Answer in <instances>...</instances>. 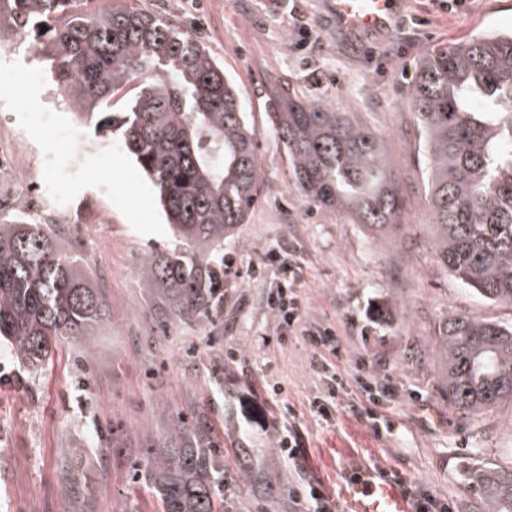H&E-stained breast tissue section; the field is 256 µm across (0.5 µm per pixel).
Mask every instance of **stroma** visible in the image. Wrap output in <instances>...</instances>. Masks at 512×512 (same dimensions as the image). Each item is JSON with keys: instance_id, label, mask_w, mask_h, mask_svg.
I'll return each instance as SVG.
<instances>
[{"instance_id": "stroma-1", "label": "stroma", "mask_w": 512, "mask_h": 512, "mask_svg": "<svg viewBox=\"0 0 512 512\" xmlns=\"http://www.w3.org/2000/svg\"><path fill=\"white\" fill-rule=\"evenodd\" d=\"M170 18L201 40L243 91L257 133L262 193L247 223L224 241V256L244 270L266 264L265 279L224 280V307L212 324L172 321L168 304L144 288L138 268L147 251L176 242L150 181L119 140L102 141L81 104L63 98L25 32L0 38V82L10 104L0 119L54 109L56 130L27 125V163L81 154L90 179L64 182L79 220L97 232L73 252L98 288L106 315L93 336L57 346L30 371L0 342V512H161L156 489L134 480L150 441L176 417L206 424L227 485V512H288L289 485L310 480L339 496L337 471L381 464L456 512H482L461 481L472 449L512 466V402L460 424L445 401L431 349L448 313L512 323V306L476 298L444 273L433 250L423 188L425 162L416 117L406 100L418 60L429 50L512 28V0H477L455 13L437 0H408L395 30L340 28L329 0H125ZM277 77L312 101L353 113L385 142L404 200V218L380 236L322 210L296 191L281 143L265 124L266 80ZM74 130V140L57 129ZM294 269L301 319L329 323L341 341L335 364L350 376L387 379L383 402L394 427L375 435L355 417L328 423L310 403L329 381L312 366L298 328L279 326L266 306L283 264ZM238 351L236 360L225 348ZM282 387L288 410L265 403ZM296 426L306 443L298 465L279 450ZM248 449L266 486L236 488L237 456Z\"/></svg>"}]
</instances>
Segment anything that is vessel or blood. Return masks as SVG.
<instances>
[{"label":"vessel or blood","instance_id":"1","mask_svg":"<svg viewBox=\"0 0 512 512\" xmlns=\"http://www.w3.org/2000/svg\"><path fill=\"white\" fill-rule=\"evenodd\" d=\"M398 0H332V11L340 26L383 31L394 23ZM341 512H412L403 487L383 467L366 470L363 480L342 488Z\"/></svg>","mask_w":512,"mask_h":512}]
</instances>
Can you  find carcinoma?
I'll list each match as a JSON object with an SVG mask.
<instances>
[{
    "label": "carcinoma",
    "mask_w": 512,
    "mask_h": 512,
    "mask_svg": "<svg viewBox=\"0 0 512 512\" xmlns=\"http://www.w3.org/2000/svg\"><path fill=\"white\" fill-rule=\"evenodd\" d=\"M12 29L35 36L57 86L94 109L97 132L119 134L156 189L180 248L144 255L145 285L165 297L172 318L213 320L224 305V237L247 223L261 190L255 128L238 83L196 38L121 0L94 15L80 0H0V33ZM267 88V127L295 188L375 232L400 224L402 197L383 141L277 79ZM408 107L440 267L481 299L511 306L512 31L426 55ZM105 313L54 225L0 221V337L20 365L41 368L53 347L91 335ZM436 354L442 395L462 419L512 400V323L447 315ZM147 457L136 479L154 484L163 512L224 508V473L205 427L174 419ZM461 478L488 512H512V468L469 459ZM238 480L247 489L259 480L244 453Z\"/></svg>",
    "instance_id": "cac0c4a2"
}]
</instances>
